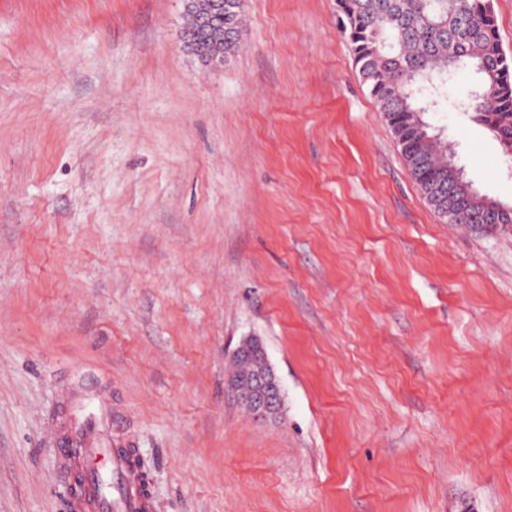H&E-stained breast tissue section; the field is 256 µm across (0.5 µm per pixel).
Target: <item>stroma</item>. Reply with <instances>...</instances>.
<instances>
[{
  "label": "stroma",
  "instance_id": "1",
  "mask_svg": "<svg viewBox=\"0 0 512 512\" xmlns=\"http://www.w3.org/2000/svg\"><path fill=\"white\" fill-rule=\"evenodd\" d=\"M0 0V512H64L49 428L89 376L155 512H512V231L443 222L356 72L337 0ZM467 179L512 162L454 102ZM259 337L282 415L225 387ZM185 4L186 47L203 62L226 57L238 44L242 24L241 0H189ZM212 12L222 17H213Z\"/></svg>",
  "mask_w": 512,
  "mask_h": 512
}]
</instances>
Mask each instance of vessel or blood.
<instances>
[{
	"mask_svg": "<svg viewBox=\"0 0 512 512\" xmlns=\"http://www.w3.org/2000/svg\"><path fill=\"white\" fill-rule=\"evenodd\" d=\"M71 427L55 426L68 474V512H151L147 475L132 444L112 429V412L92 394L76 397Z\"/></svg>",
	"mask_w": 512,
	"mask_h": 512,
	"instance_id": "obj_1",
	"label": "vessel or blood"
}]
</instances>
